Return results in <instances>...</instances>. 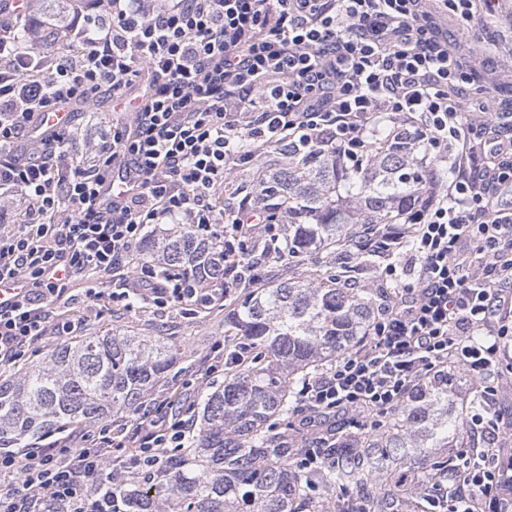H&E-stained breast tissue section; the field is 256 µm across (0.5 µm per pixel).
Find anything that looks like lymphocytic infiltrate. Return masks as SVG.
Instances as JSON below:
<instances>
[{"label": "lymphocytic infiltrate", "instance_id": "lymphocytic-infiltrate-1", "mask_svg": "<svg viewBox=\"0 0 512 512\" xmlns=\"http://www.w3.org/2000/svg\"><path fill=\"white\" fill-rule=\"evenodd\" d=\"M72 54L18 41L12 4L0 6V208L25 205L0 229V368L16 366L47 334L80 323L65 309L77 281L111 278L91 300L131 308V291L159 309L209 306L254 284L258 245L276 244L258 196L218 202L234 170L271 143L298 153L336 152L360 167L381 127L413 139L430 170L449 166L409 210L411 282L398 285L368 336L302 382L298 425L309 447L298 469L327 461L346 429L380 428L420 379L455 365L480 380L493 405L501 341L512 335V104L469 65L481 41H449L431 0H93ZM481 86L480 97L470 95ZM123 117L88 163L64 149L72 126L42 130L47 113L88 106L100 95ZM40 130L37 152H18ZM131 169L134 191L102 206L114 168ZM151 224H186L224 244V282L126 271ZM488 446L453 458L458 499L512 512L507 435L483 414ZM195 423L172 402L144 403L134 424L74 430L22 452L0 451V472L21 485L0 491V512H112L111 494L89 497L103 471L151 482L168 449L185 447Z\"/></svg>", "mask_w": 512, "mask_h": 512}]
</instances>
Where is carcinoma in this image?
Masks as SVG:
<instances>
[{
    "mask_svg": "<svg viewBox=\"0 0 512 512\" xmlns=\"http://www.w3.org/2000/svg\"><path fill=\"white\" fill-rule=\"evenodd\" d=\"M38 2L39 21L60 31L82 0ZM413 152L412 141L396 143L382 130L361 172L334 153H301L259 179L256 193L283 217L273 258L288 275L249 289L224 318L258 356L224 369V385L203 398L189 447L155 482L105 484L113 512H319L310 484L325 494L349 490L346 512H430L447 492L451 463L438 450L472 440L454 368L418 381L378 432L341 439L350 459L335 467L299 471L288 427L270 428L273 418L288 422L300 382L368 335L383 295L360 282L393 259L383 236L428 190ZM320 253L327 269H300ZM139 255L160 261L164 275L224 280V245L198 239L187 225L148 239ZM176 359L164 336L70 337L41 362L0 376V448L112 415L133 420Z\"/></svg>",
    "mask_w": 512,
    "mask_h": 512,
    "instance_id": "obj_1",
    "label": "carcinoma"
}]
</instances>
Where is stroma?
Returning a JSON list of instances; mask_svg holds the SVG:
<instances>
[{
    "label": "stroma",
    "mask_w": 512,
    "mask_h": 512,
    "mask_svg": "<svg viewBox=\"0 0 512 512\" xmlns=\"http://www.w3.org/2000/svg\"><path fill=\"white\" fill-rule=\"evenodd\" d=\"M479 22L467 27L461 18L449 16V40H466L472 37L484 41L487 51L480 55L477 64L480 70L494 73V91L512 99V0H495L491 9L478 13ZM113 118L112 101L100 98L88 108L72 114V125L77 135L68 145L70 156L81 157L87 152L90 142L99 140ZM288 158L280 146L261 149L255 163L239 170L223 191L224 198L244 197L253 192L256 182L273 169L282 167ZM239 290L218 298L207 310L185 313L180 307L164 311L142 303L133 310L113 306L108 299L89 302L78 299L69 310L71 318L82 320V335H103L120 332L130 336H165L176 345L178 361L169 377L154 388L155 399H181L186 408H195L201 394L200 389L189 384L195 374L204 367V358L214 341L224 337V316L236 299Z\"/></svg>",
    "instance_id": "1"
}]
</instances>
